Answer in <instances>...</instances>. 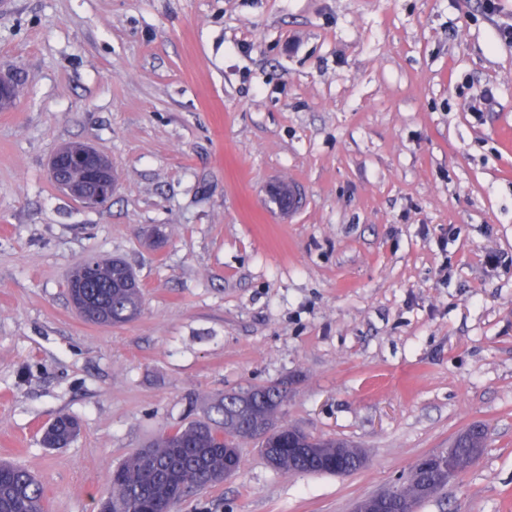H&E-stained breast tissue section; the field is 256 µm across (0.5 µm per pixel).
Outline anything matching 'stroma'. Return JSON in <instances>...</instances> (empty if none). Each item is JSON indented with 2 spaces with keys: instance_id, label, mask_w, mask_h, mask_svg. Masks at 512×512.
I'll list each match as a JSON object with an SVG mask.
<instances>
[{
  "instance_id": "obj_1",
  "label": "stroma",
  "mask_w": 512,
  "mask_h": 512,
  "mask_svg": "<svg viewBox=\"0 0 512 512\" xmlns=\"http://www.w3.org/2000/svg\"><path fill=\"white\" fill-rule=\"evenodd\" d=\"M510 26L512 0H0V461L47 512H98L162 428L263 385L366 466L246 443L176 512H351L473 425L484 450L418 512H512ZM72 142L111 161L107 206L52 181ZM90 256L135 270L132 323L68 302ZM61 414L78 436L44 447ZM258 430L265 433L267 437H271L275 444L288 436V441H292L301 447L292 448L297 454L307 450L314 453L316 456L322 457L324 455V448H326L327 453H331L336 448L334 462L336 463V472L338 474L350 475L359 470V468H349L348 462L351 458H361L362 452L360 449L355 448V446L348 442L331 438H317L322 444L321 448H302L307 444H315L316 441L304 432L302 434L296 433L295 435H292L291 431H287L279 423L274 425L269 423L267 426H259ZM316 456L309 453H305L303 456H295L293 454H288V448H284L279 457V462H277L278 456L276 453L272 452L273 460L271 463H277L273 468L279 471L288 472V470H298L313 474H334L332 471L327 469L322 461Z\"/></svg>"
}]
</instances>
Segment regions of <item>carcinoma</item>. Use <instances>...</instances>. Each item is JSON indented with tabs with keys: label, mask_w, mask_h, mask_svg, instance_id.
I'll list each match as a JSON object with an SVG mask.
<instances>
[{
	"label": "carcinoma",
	"mask_w": 512,
	"mask_h": 512,
	"mask_svg": "<svg viewBox=\"0 0 512 512\" xmlns=\"http://www.w3.org/2000/svg\"><path fill=\"white\" fill-rule=\"evenodd\" d=\"M93 275L80 278L75 269L74 287L68 289L73 304L93 301L109 324L134 321L141 312L140 286L132 268L120 259H94ZM286 393L277 387H247L224 394L211 407V415L177 428L164 429L147 445L148 455L136 451L116 466L110 478L111 493L102 507L113 512H170L187 495L224 480V449L238 448L264 440L250 427L268 420H279ZM487 434L457 440L448 450L452 473L434 463L415 479H406L395 488L398 496L415 510L448 485V476L464 472L485 447ZM274 469L328 474L322 461L306 453L295 456L283 449ZM0 512H46L44 493L36 479L24 468L0 465Z\"/></svg>",
	"instance_id": "cac0c4a2"
}]
</instances>
